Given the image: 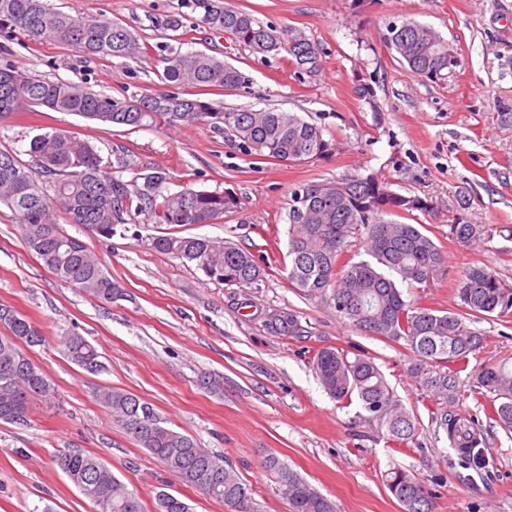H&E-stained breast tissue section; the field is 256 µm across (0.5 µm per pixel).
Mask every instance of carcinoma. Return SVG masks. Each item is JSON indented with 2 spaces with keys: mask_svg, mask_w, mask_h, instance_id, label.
Listing matches in <instances>:
<instances>
[{
  "mask_svg": "<svg viewBox=\"0 0 512 512\" xmlns=\"http://www.w3.org/2000/svg\"><path fill=\"white\" fill-rule=\"evenodd\" d=\"M186 4L203 27L231 38L265 61L285 54L299 74L323 70L319 48L301 31L265 24L226 0H186ZM1 25L30 41H53L87 56L137 59L144 53L138 36L120 23L58 10L49 0H0ZM385 41L414 77L434 79L447 71L450 45L429 25L411 20L392 24ZM161 62L164 79L173 90L123 98L5 65L0 67V120L15 112L44 108L134 129L157 121L168 125L204 122L231 138L244 153L263 160L302 163L335 151L321 128L296 112L225 110L192 93L213 86L248 88L250 77L234 65L203 51L171 52ZM29 155L35 164L21 161L11 149H0V207L12 213L26 247L57 279L108 303L122 296L120 285L80 239L60 227L56 211L64 212L67 223L110 239L117 225L124 223L134 197L138 212L147 213L158 224H212L237 204L230 191L188 185L162 195L167 175L160 171L145 175L143 187L132 189L129 182L106 175L95 146L74 134H37L29 142ZM386 188L388 183L375 173L293 188L286 212L288 282L305 295L320 298L357 330L404 342L413 354L410 374L435 403L436 429L467 465L482 468L481 430L460 422L451 408L458 398L461 373L485 342L476 324L512 313V285L488 267L473 265L458 277V310L442 314L425 305L421 296L407 299L404 287L423 283L429 270L438 271L442 250L424 225L395 220L430 210L429 201L394 191L385 197L382 190ZM483 230L461 209L448 217L451 240L468 243L481 237ZM356 234L363 236L365 259L357 260L350 252L349 238ZM152 247L195 264L210 281L250 287L264 276L249 250L228 241L158 235L152 238ZM0 320L8 328L0 336V420L20 423L26 421L32 397L51 395L50 381L21 348L23 343L40 345L45 337L27 316L6 305H0ZM267 326L276 334L301 330L296 315L287 312L268 318ZM64 346L67 358L81 369L93 374L102 368L98 352L80 334L64 337ZM314 370L332 398L357 402L364 419L384 428L387 443L400 448L414 439L417 417L402 405L373 359L324 348L314 357ZM472 397L488 418L512 431V366L477 367ZM97 399L134 441L183 484L232 512H257L249 488L223 456L168 427L155 411L151 419L139 420L134 404L141 399L128 390L103 386ZM58 465L97 512H144L139 496L95 457L69 451L58 457ZM266 465L276 472L278 491L290 512H336L331 500L277 457H269ZM385 485L403 512H433L434 493L409 470L389 469ZM158 502L160 512H190L184 500L170 493L159 494Z\"/></svg>",
  "mask_w": 512,
  "mask_h": 512,
  "instance_id": "1",
  "label": "carcinoma"
}]
</instances>
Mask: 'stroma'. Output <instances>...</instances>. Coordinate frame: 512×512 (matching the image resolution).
Returning a JSON list of instances; mask_svg holds the SVG:
<instances>
[{"label": "stroma", "instance_id": "obj_1", "mask_svg": "<svg viewBox=\"0 0 512 512\" xmlns=\"http://www.w3.org/2000/svg\"><path fill=\"white\" fill-rule=\"evenodd\" d=\"M86 18L117 21L150 48L139 59L96 58L55 42H31L0 31V65L52 80H70L109 96L165 90L161 56L200 50L252 79L250 93L224 89L207 98L228 108L297 112L319 126L336 150L300 164L261 162L200 123L129 130L62 112H18L0 122V148L27 159L30 139L65 131L89 140L106 172L140 183L165 172L169 191L190 186L231 190L236 206L213 224L165 226L130 210L111 239L69 224L125 290L105 303L58 280L24 244L10 211L0 212V304L29 317L46 343L28 356L55 388L53 402L31 399L27 419L0 421V512H95L57 464L80 450L109 466L136 492L145 512L172 493L191 512H224L222 504L182 485L161 462L114 422L96 399L99 386L136 394L171 428L224 456L251 491L258 512H289L275 476L264 466L276 455L333 500L337 512H403L384 483L390 467L409 469L424 483L435 476L434 512H512V432L477 408L461 378L454 411L478 421L485 467L459 464L446 439L435 436L432 401L411 377L405 344L368 336L343 323L324 303L291 288L285 212L292 188L304 182L376 173L405 195L428 198L413 213L441 246L443 264L418 290L438 311L455 309V282L481 263L512 284V0H230L261 21L296 28L324 61L315 78L298 77L287 60L265 62L232 39L211 34L181 0H51ZM181 14L184 24L167 26ZM433 27L457 53L452 72L413 78L385 42L392 22ZM368 87L371 99L361 98ZM129 150L116 162L117 146ZM468 203L488 232L467 245L448 238V212ZM228 240L249 249L266 276L250 287L209 281L194 264L154 250L162 232ZM276 311L297 315L300 336L272 333ZM479 364H512V317L485 320ZM84 336L105 369L91 375L64 355L63 338ZM334 347L372 357L420 427L413 442L387 447L377 424L357 405L337 403L313 369L318 350Z\"/></svg>", "mask_w": 512, "mask_h": 512}]
</instances>
